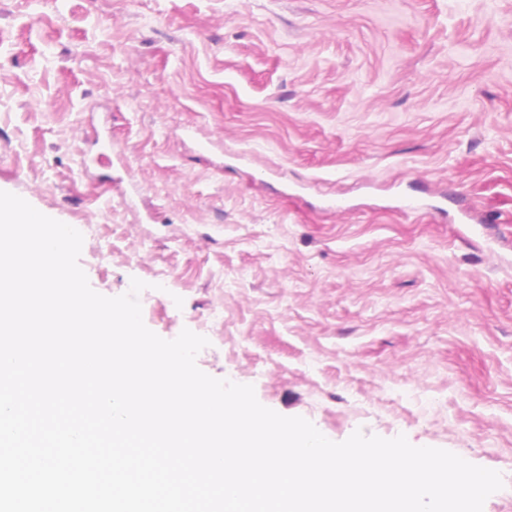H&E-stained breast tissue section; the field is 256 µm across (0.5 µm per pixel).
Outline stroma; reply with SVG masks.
I'll list each match as a JSON object with an SVG mask.
<instances>
[{
	"label": "stroma",
	"mask_w": 512,
	"mask_h": 512,
	"mask_svg": "<svg viewBox=\"0 0 512 512\" xmlns=\"http://www.w3.org/2000/svg\"><path fill=\"white\" fill-rule=\"evenodd\" d=\"M0 191L204 373L512 512V0H0Z\"/></svg>",
	"instance_id": "1"
}]
</instances>
